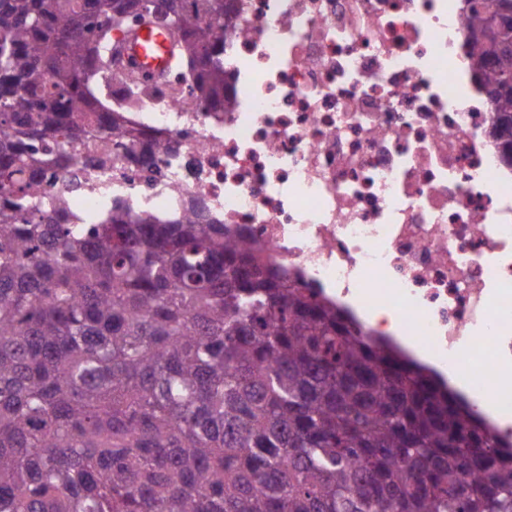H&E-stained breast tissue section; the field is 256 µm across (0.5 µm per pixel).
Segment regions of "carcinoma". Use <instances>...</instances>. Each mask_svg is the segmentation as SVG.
<instances>
[{
  "mask_svg": "<svg viewBox=\"0 0 512 512\" xmlns=\"http://www.w3.org/2000/svg\"><path fill=\"white\" fill-rule=\"evenodd\" d=\"M204 108L232 0H160ZM503 0L462 9L512 165ZM137 0H0V512H512V438L194 210L60 223L44 175L142 138L96 92ZM145 103L147 87L123 84Z\"/></svg>",
  "mask_w": 512,
  "mask_h": 512,
  "instance_id": "1",
  "label": "carcinoma"
}]
</instances>
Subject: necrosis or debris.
<instances>
[{
    "label": "necrosis or debris",
    "instance_id": "4bbe7bcc",
    "mask_svg": "<svg viewBox=\"0 0 512 512\" xmlns=\"http://www.w3.org/2000/svg\"><path fill=\"white\" fill-rule=\"evenodd\" d=\"M234 5L223 111L172 104L171 78L153 80L152 111L126 120L172 151L150 171L133 142L73 164L52 187L62 223L203 205L301 287L421 351L512 437V167L459 0Z\"/></svg>",
    "mask_w": 512,
    "mask_h": 512
}]
</instances>
